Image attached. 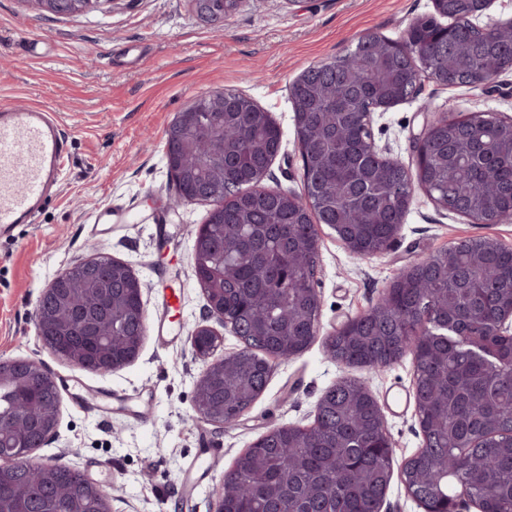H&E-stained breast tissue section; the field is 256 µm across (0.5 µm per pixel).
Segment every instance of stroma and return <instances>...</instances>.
Returning a JSON list of instances; mask_svg holds the SVG:
<instances>
[{
  "label": "stroma",
  "mask_w": 512,
  "mask_h": 512,
  "mask_svg": "<svg viewBox=\"0 0 512 512\" xmlns=\"http://www.w3.org/2000/svg\"><path fill=\"white\" fill-rule=\"evenodd\" d=\"M433 13L432 0H238L216 28L197 18L192 0H102L97 9L65 17L43 15L29 0H0V106L44 104L70 132L56 191L31 223L0 236V359H35L62 384L57 431L38 457L83 472L108 495L111 512H210L235 458L273 427L311 424L322 395L344 377L361 380L376 399L395 464L421 448L410 357L376 370L348 367L329 357L326 340L429 254L476 236L512 247V223H470L418 190L399 234L377 255L357 257L323 228L314 282L321 297L318 336L302 354L275 363L252 407L234 427L219 430L194 419L202 363L189 341L205 316L190 257L210 206L170 207L174 188L164 146L169 124L199 96L241 93L282 132L267 185L304 194L292 82L309 66L346 54L364 34L400 41L411 22ZM424 101L438 113L512 116V69L488 91L424 76L415 98L373 112L376 145L409 169ZM107 209L123 221L99 223ZM91 254L131 265L144 286L148 318L161 307L153 286L158 272L180 296L171 340L147 330L138 358L104 376L57 359L33 322L47 284ZM137 397L152 407L150 420L127 408ZM207 448L215 449V464L203 482L176 492Z\"/></svg>",
  "instance_id": "1"
}]
</instances>
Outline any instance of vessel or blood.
<instances>
[{"mask_svg":"<svg viewBox=\"0 0 512 512\" xmlns=\"http://www.w3.org/2000/svg\"><path fill=\"white\" fill-rule=\"evenodd\" d=\"M67 141L62 120L44 106L0 110V231L30 221L57 187Z\"/></svg>","mask_w":512,"mask_h":512,"instance_id":"obj_1","label":"vessel or blood"}]
</instances>
